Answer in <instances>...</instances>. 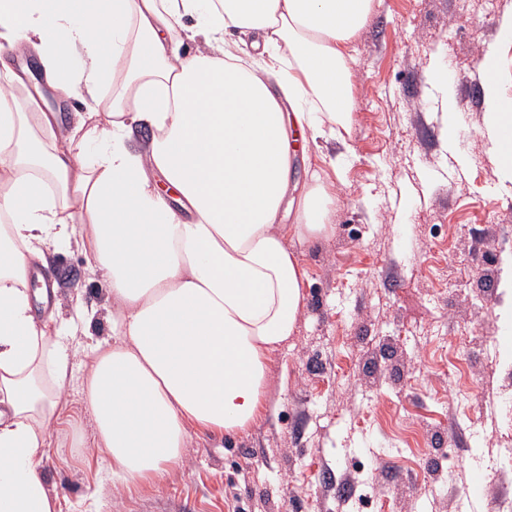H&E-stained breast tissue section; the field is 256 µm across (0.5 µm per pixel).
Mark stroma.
Returning <instances> with one entry per match:
<instances>
[{
	"instance_id": "35a3bbf8",
	"label": "stroma",
	"mask_w": 512,
	"mask_h": 512,
	"mask_svg": "<svg viewBox=\"0 0 512 512\" xmlns=\"http://www.w3.org/2000/svg\"><path fill=\"white\" fill-rule=\"evenodd\" d=\"M512 0H373L353 40L352 163L333 232L291 242L307 271L297 331L268 363L265 409L248 433L193 432L162 484L114 485L93 445L78 354L62 396L73 425L40 460L62 512H491L512 491V173L485 132L480 57L493 51L512 97ZM449 71L451 88L432 82ZM462 130L442 138L447 98ZM497 255L493 303L478 265ZM58 322L89 312L111 339L112 297L76 245L46 252ZM484 476L482 497L469 493Z\"/></svg>"
}]
</instances>
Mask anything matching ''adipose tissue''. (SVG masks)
I'll use <instances>...</instances> for the list:
<instances>
[{"label": "adipose tissue", "mask_w": 512, "mask_h": 512, "mask_svg": "<svg viewBox=\"0 0 512 512\" xmlns=\"http://www.w3.org/2000/svg\"><path fill=\"white\" fill-rule=\"evenodd\" d=\"M371 10L0 0V512H60L39 471L71 375L67 331L32 306L47 243L77 237L112 294V338L92 347L84 394L113 481L161 484L191 429L235 434L257 421L267 362L305 306L306 270L288 243L333 231L332 188L350 158V45ZM186 31L195 53L178 51ZM17 56L36 69H14ZM49 91L82 99L73 124ZM483 91L486 133L512 172V111L495 78ZM141 125L153 136L130 148ZM322 140L340 151L305 159L290 197L297 144Z\"/></svg>", "instance_id": "ef3b65f1"}]
</instances>
